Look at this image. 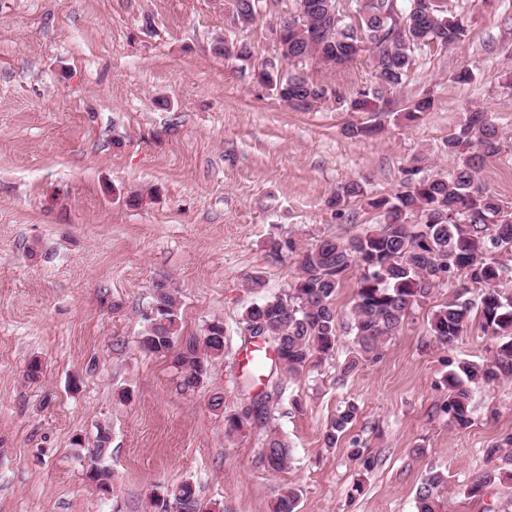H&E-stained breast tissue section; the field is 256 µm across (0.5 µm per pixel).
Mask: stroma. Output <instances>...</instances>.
<instances>
[{"instance_id":"obj_1","label":"stroma","mask_w":512,"mask_h":512,"mask_svg":"<svg viewBox=\"0 0 512 512\" xmlns=\"http://www.w3.org/2000/svg\"><path fill=\"white\" fill-rule=\"evenodd\" d=\"M296 7L277 0L244 27L232 0H0V512H146L153 492L184 482L216 512H272L287 487L297 512H416L432 468L447 477L446 512H512V461L485 453L512 434V380L472 385L467 428L439 409L450 364L489 360L498 345L476 316L452 344L430 335L456 292L447 284L413 307L380 359L344 378L347 282L334 355L295 377L274 372L266 422L224 425L261 391L244 383L246 308L288 290L298 250L380 222L362 201L335 216L326 201L338 186L391 195L405 169L447 175L459 159L445 142L479 110L503 146L477 183L512 207V0H444L465 41L416 51L394 94L398 109L430 94L433 109L411 124L384 115L363 139L344 129L369 113L294 110L215 54L221 35L249 43L254 64L275 57L270 29ZM464 68L469 81H457ZM286 69L349 97L372 80L366 58ZM272 238L296 252L270 261ZM161 287L178 299L181 336L224 324V354L193 392L170 358L138 344ZM33 359L43 374L28 381ZM349 402L356 420L326 447ZM103 428L108 496L88 479ZM272 432L290 447L277 473L262 459ZM355 440L363 458L350 454ZM488 473L494 482L473 492ZM357 417V407L350 403L340 409L327 425L324 442L326 447H336L340 438L351 428Z\"/></svg>"}]
</instances>
